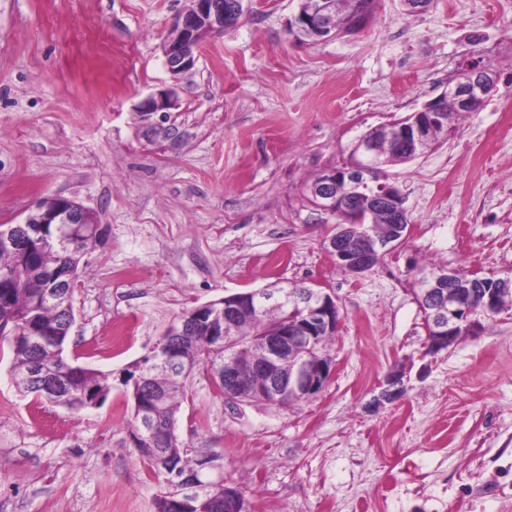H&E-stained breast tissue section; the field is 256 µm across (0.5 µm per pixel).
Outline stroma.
I'll list each match as a JSON object with an SVG mask.
<instances>
[{"label": "stroma", "mask_w": 512, "mask_h": 512, "mask_svg": "<svg viewBox=\"0 0 512 512\" xmlns=\"http://www.w3.org/2000/svg\"><path fill=\"white\" fill-rule=\"evenodd\" d=\"M192 0H0V224L37 198L95 211L65 355L112 375L102 407L19 396L0 341V512H155L164 482L133 446L121 385L183 310L274 281L317 285L342 322L329 382L280 407L228 403L195 373L178 431L223 455L251 512H512V309L427 350L425 263L512 276V84L442 144L389 167L411 232L354 277L305 186L369 129L419 110L472 62L512 72V0H378L372 21L299 40L297 0H245L178 83V141L135 106L169 85L161 44ZM408 378L372 408L387 374Z\"/></svg>", "instance_id": "1"}]
</instances>
